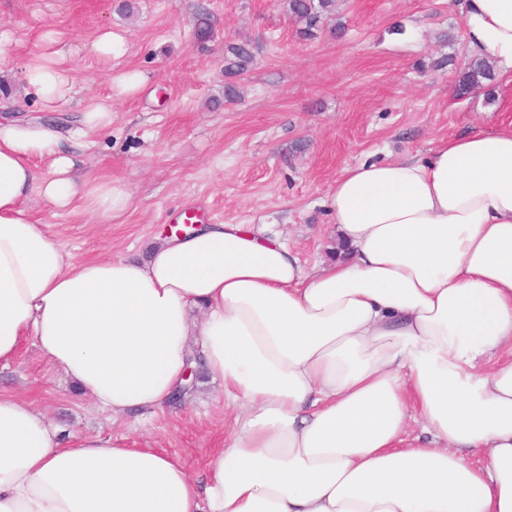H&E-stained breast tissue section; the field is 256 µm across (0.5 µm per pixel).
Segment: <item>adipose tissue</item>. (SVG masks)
<instances>
[{
  "label": "adipose tissue",
  "instance_id": "ef3b65f1",
  "mask_svg": "<svg viewBox=\"0 0 512 512\" xmlns=\"http://www.w3.org/2000/svg\"><path fill=\"white\" fill-rule=\"evenodd\" d=\"M460 10L474 56L512 74V0ZM25 79L49 109L71 90L51 54ZM76 168L53 128L0 117V364L32 340L121 416L164 410L196 346L234 428L195 477L0 395V512H512V126L345 168L324 201L342 250L311 269L254 224L68 257L32 194L108 215L129 199Z\"/></svg>",
  "mask_w": 512,
  "mask_h": 512
}]
</instances>
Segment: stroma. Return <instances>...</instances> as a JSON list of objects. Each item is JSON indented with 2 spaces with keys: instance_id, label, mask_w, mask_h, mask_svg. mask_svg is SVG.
Segmentation results:
<instances>
[{
  "instance_id": "1",
  "label": "stroma",
  "mask_w": 512,
  "mask_h": 512,
  "mask_svg": "<svg viewBox=\"0 0 512 512\" xmlns=\"http://www.w3.org/2000/svg\"><path fill=\"white\" fill-rule=\"evenodd\" d=\"M208 14L211 41L193 21ZM336 34L303 36L281 0H0V106L8 116L56 124L81 171L126 185L113 216L84 205L30 208L78 260L144 258L183 208L218 224H264L305 267L333 260L339 241L324 200L336 177L364 159L426 156L434 142L479 127L512 125V85L493 80L459 95L472 53L459 8L448 0H337ZM126 51L93 50L105 30ZM53 31L73 88L54 110L31 95L25 66ZM251 39L256 61L227 78L224 47ZM234 82L238 98L227 100ZM109 106L108 126L70 137L88 104ZM0 393L46 407L74 434L110 432L120 445L150 442L197 473L233 428L224 387L205 380L170 412L135 411L111 421L25 341L0 366Z\"/></svg>"
}]
</instances>
